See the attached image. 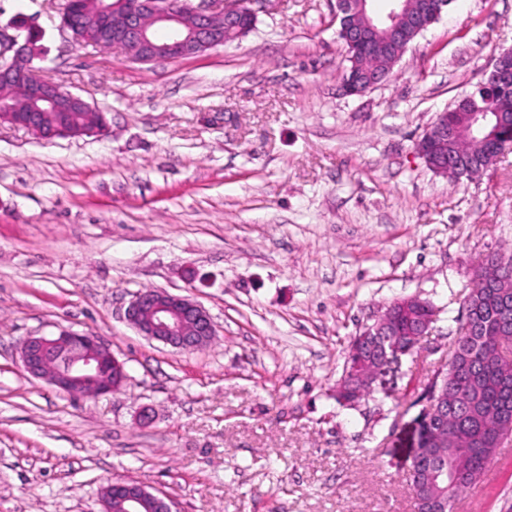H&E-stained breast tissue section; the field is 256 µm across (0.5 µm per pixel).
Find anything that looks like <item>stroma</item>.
I'll return each instance as SVG.
<instances>
[{
    "label": "stroma",
    "mask_w": 512,
    "mask_h": 512,
    "mask_svg": "<svg viewBox=\"0 0 512 512\" xmlns=\"http://www.w3.org/2000/svg\"><path fill=\"white\" fill-rule=\"evenodd\" d=\"M334 3L254 0L243 38L140 64L73 43L64 0H0L107 122L51 141L0 125V512H101L111 478L178 512H413L414 402L473 268L512 253V151L457 181L415 144L512 48V0H452L361 95L341 89ZM144 288L200 302L214 340L139 335L124 311ZM413 296L431 335L339 403L350 340ZM64 329L111 346L119 390L73 398L23 370L21 341ZM456 512H512V444Z\"/></svg>",
    "instance_id": "obj_1"
}]
</instances>
